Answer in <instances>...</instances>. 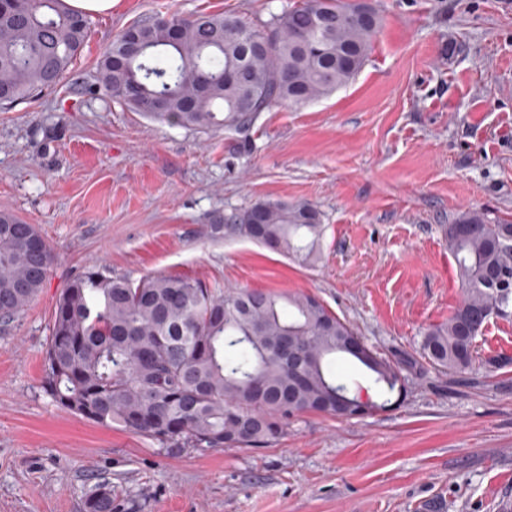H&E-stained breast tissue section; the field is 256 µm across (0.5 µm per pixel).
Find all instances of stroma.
Here are the masks:
<instances>
[{
  "mask_svg": "<svg viewBox=\"0 0 512 512\" xmlns=\"http://www.w3.org/2000/svg\"><path fill=\"white\" fill-rule=\"evenodd\" d=\"M299 0H117L89 19L56 89L0 111V212L56 260L0 331V512H499L512 500V317L475 339L464 375L419 353L463 294L442 228L468 207L512 221V0H368L382 15L358 76L262 113L246 144L76 93L133 21L197 12L268 19ZM260 200L322 214L303 267L207 227ZM139 281L309 293L384 354L412 360L404 399L341 422L300 414L267 448H163L56 406L41 387L56 300L89 266Z\"/></svg>",
  "mask_w": 512,
  "mask_h": 512,
  "instance_id": "obj_1",
  "label": "stroma"
}]
</instances>
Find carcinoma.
Segmentation results:
<instances>
[{"label":"carcinoma","mask_w":512,"mask_h":512,"mask_svg":"<svg viewBox=\"0 0 512 512\" xmlns=\"http://www.w3.org/2000/svg\"><path fill=\"white\" fill-rule=\"evenodd\" d=\"M381 18L359 0H301L249 23L234 13L148 17L125 27L98 63L97 86L127 107L202 132L244 133L261 113L303 105L362 70ZM87 17L63 0L0 3V106L58 86L83 52ZM302 266L321 256L324 224L305 201H258L209 225ZM464 295L448 321L421 334V356L464 374L490 318L512 316V222L468 208L444 227ZM53 263L34 225L0 212V326L37 295ZM288 347H283V342ZM350 357L383 400L362 401L336 376ZM407 365L366 343L312 295L282 298L199 279L134 282L92 265L56 301L42 388L58 407L118 425L164 448H264L299 413L362 419L407 392ZM85 512H112L102 485Z\"/></svg>","instance_id":"cac0c4a2"}]
</instances>
